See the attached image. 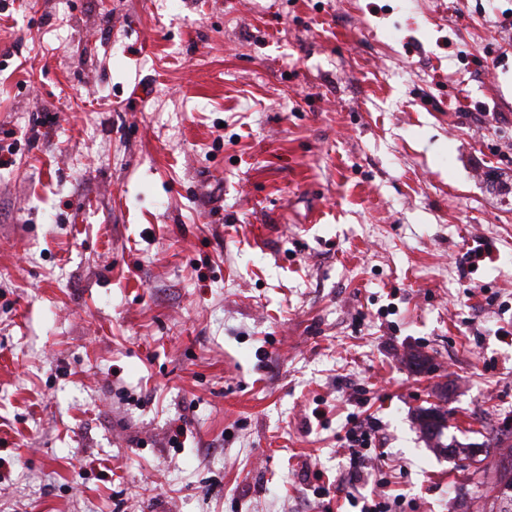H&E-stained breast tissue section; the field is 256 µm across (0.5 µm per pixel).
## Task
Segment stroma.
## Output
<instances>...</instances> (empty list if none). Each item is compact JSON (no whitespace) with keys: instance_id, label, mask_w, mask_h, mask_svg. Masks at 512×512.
Instances as JSON below:
<instances>
[{"instance_id":"obj_1","label":"stroma","mask_w":512,"mask_h":512,"mask_svg":"<svg viewBox=\"0 0 512 512\" xmlns=\"http://www.w3.org/2000/svg\"><path fill=\"white\" fill-rule=\"evenodd\" d=\"M511 25L512 0H0V512L483 504ZM443 388L473 461L415 423Z\"/></svg>"}]
</instances>
